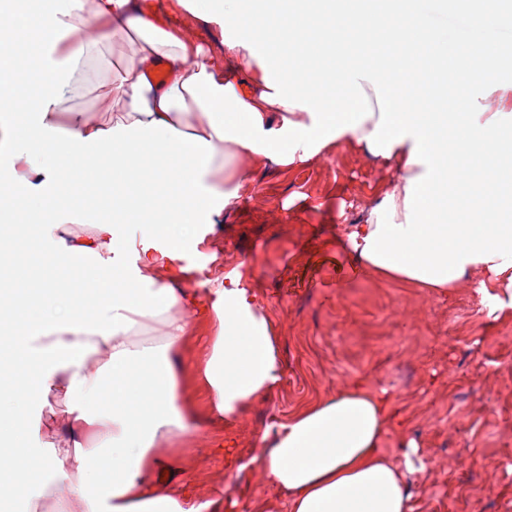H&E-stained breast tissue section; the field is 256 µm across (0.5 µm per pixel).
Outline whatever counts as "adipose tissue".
Wrapping results in <instances>:
<instances>
[{
  "label": "adipose tissue",
  "mask_w": 512,
  "mask_h": 512,
  "mask_svg": "<svg viewBox=\"0 0 512 512\" xmlns=\"http://www.w3.org/2000/svg\"><path fill=\"white\" fill-rule=\"evenodd\" d=\"M287 12L280 41L305 67L281 82L269 76L277 57L259 60L245 91L228 74L239 44L205 51L147 0H0V86L24 87L0 96V184L20 187L7 208L46 236L21 264L0 230V497L19 461L36 458L86 476L62 492L59 512L73 500L85 512H216L190 486L173 492L144 476L175 473L170 444L200 434L178 374L196 329H215L200 369L211 416L237 415L280 380L276 326L248 273L179 286L202 226L255 190V168L358 147L397 174L341 234L362 270L432 294L471 286L491 316L512 312V112L472 107L476 91L496 87L497 57L480 73L459 70L460 50L418 0H294ZM22 36L36 47L24 63L11 50ZM112 39L131 57L102 85L109 120L93 121L69 102ZM383 39L416 69L384 80L370 63ZM76 177L92 192L68 206ZM75 224L88 232L73 234ZM75 254L94 261L71 266ZM29 367V387L4 389ZM34 393L63 402L66 447H33ZM392 416L387 390L344 385L263 442L261 478L286 493L288 512H412L418 447L407 441L399 462L382 451Z\"/></svg>",
  "instance_id": "ef3b65f1"
}]
</instances>
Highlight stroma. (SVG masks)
<instances>
[{
	"label": "stroma",
	"instance_id": "obj_1",
	"mask_svg": "<svg viewBox=\"0 0 512 512\" xmlns=\"http://www.w3.org/2000/svg\"><path fill=\"white\" fill-rule=\"evenodd\" d=\"M154 2L204 45L249 40L275 49L256 26L225 31L176 0ZM127 60L124 43H103L73 107L102 119L100 86ZM394 178L349 146L274 173L258 169V191L243 195L187 255V289L215 288L239 266L251 268L250 286L277 326L282 366L279 384L237 419L175 445L177 479L200 497L236 500L235 512H287L285 496L262 482L253 461L268 417L287 423L362 378L393 397L383 452L401 458L409 439L420 448L408 478L412 512H512V318L489 317L470 288L431 297L354 274L353 256L337 243L342 221L358 220L361 204ZM77 479V471L33 459L13 500L23 512H58L63 487Z\"/></svg>",
	"mask_w": 512,
	"mask_h": 512
}]
</instances>
